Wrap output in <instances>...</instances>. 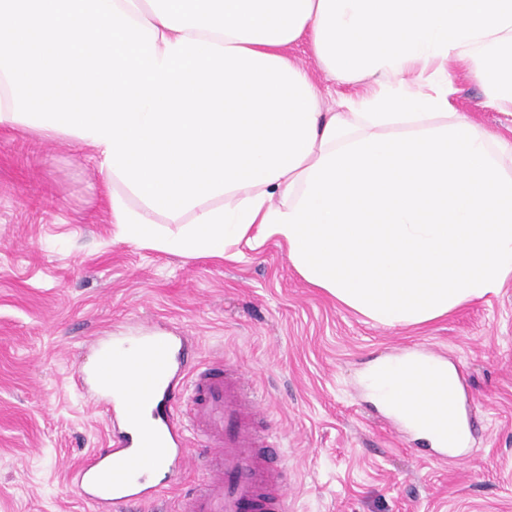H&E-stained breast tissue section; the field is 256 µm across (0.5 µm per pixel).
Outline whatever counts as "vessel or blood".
<instances>
[{
  "instance_id": "b4317fda",
  "label": "vessel or blood",
  "mask_w": 512,
  "mask_h": 512,
  "mask_svg": "<svg viewBox=\"0 0 512 512\" xmlns=\"http://www.w3.org/2000/svg\"><path fill=\"white\" fill-rule=\"evenodd\" d=\"M98 353L94 368L76 370L74 384L90 406L106 409L112 444L70 473L92 512L159 500L160 485L141 476L148 460L167 475L189 464L202 473L168 500V512H287L277 445L259 426V400L234 366L220 357L196 361L184 337L148 332L113 337ZM191 433L203 438L201 448L190 447Z\"/></svg>"
}]
</instances>
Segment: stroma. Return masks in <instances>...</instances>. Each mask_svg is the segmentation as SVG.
I'll use <instances>...</instances> for the list:
<instances>
[{
  "mask_svg": "<svg viewBox=\"0 0 512 512\" xmlns=\"http://www.w3.org/2000/svg\"><path fill=\"white\" fill-rule=\"evenodd\" d=\"M454 103L512 138V115L452 67ZM230 261L117 241L100 160L0 130V512H90L67 472L108 445L72 382L93 337L186 336L235 361L284 457L288 512H512V278L434 322L379 325L309 285L269 239ZM411 351L455 367L473 434L448 460L366 396L360 372Z\"/></svg>",
  "mask_w": 512,
  "mask_h": 512,
  "instance_id": "stroma-1",
  "label": "stroma"
}]
</instances>
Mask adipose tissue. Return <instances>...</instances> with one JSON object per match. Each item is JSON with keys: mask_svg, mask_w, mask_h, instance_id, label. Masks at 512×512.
<instances>
[{"mask_svg": "<svg viewBox=\"0 0 512 512\" xmlns=\"http://www.w3.org/2000/svg\"><path fill=\"white\" fill-rule=\"evenodd\" d=\"M363 93L324 108L286 49ZM512 112V0H0V128L95 150L118 240L231 258L284 245L300 276L386 326L512 278V141L456 110L449 63ZM360 375L389 415L458 396Z\"/></svg>", "mask_w": 512, "mask_h": 512, "instance_id": "ef3b65f1", "label": "adipose tissue"}]
</instances>
